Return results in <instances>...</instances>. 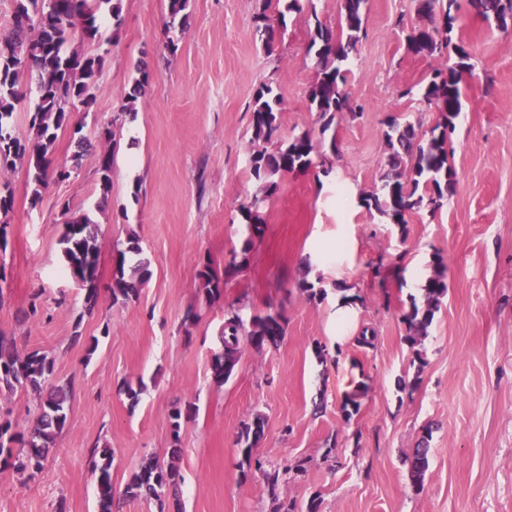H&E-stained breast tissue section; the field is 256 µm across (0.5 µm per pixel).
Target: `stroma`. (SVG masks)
I'll return each instance as SVG.
<instances>
[{"label": "stroma", "mask_w": 512, "mask_h": 512, "mask_svg": "<svg viewBox=\"0 0 512 512\" xmlns=\"http://www.w3.org/2000/svg\"><path fill=\"white\" fill-rule=\"evenodd\" d=\"M305 3L286 15L272 0L277 27L266 50L255 38L261 0H190L188 26L172 43L168 0H123L120 27H102L97 101L72 116L92 145L78 152L67 130L50 154L71 179L50 182L35 205L25 168L7 172L14 204L0 254V334L53 359L56 379L72 388L69 422L42 468L28 477L0 465V512H97L91 455L102 448L112 455L117 512H162L126 495L146 458L178 465L181 512H277L314 497L320 512H512V36L464 19L459 36L474 69L448 147L456 192L401 229L360 198L386 170L387 121L423 133L435 125L434 107L404 90L446 61L408 49L417 0H367L345 87L360 112L337 115L334 136L323 135L308 99L317 70L306 52L309 15L337 27L342 0ZM142 63L151 82L135 111L122 112ZM263 84L283 100L282 137L308 132L319 160L278 177L270 195L249 172L252 97ZM106 125L112 191L99 213L96 136ZM256 197L262 232L236 265L239 206ZM66 206L93 210L99 225L100 295L87 315L62 260ZM132 236L151 276L136 300L116 303L113 247ZM207 259L234 268L213 301L198 279ZM309 261L325 290L315 300L298 283ZM439 261L448 295L415 348L402 321L406 276H430ZM341 287L356 297L355 330L374 331L372 347L337 344ZM33 301L36 317L27 314ZM230 309L246 319L281 313L286 332L278 347L246 348L219 387L211 361ZM355 372L367 388L349 417L341 383ZM37 404L33 391L1 392L0 422L28 432ZM177 408L188 415L176 434ZM256 413L264 435L246 466L238 436ZM422 440L429 469L417 493L407 457Z\"/></svg>", "instance_id": "1"}]
</instances>
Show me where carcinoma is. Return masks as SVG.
<instances>
[{"label":"carcinoma","instance_id":"cac0c4a2","mask_svg":"<svg viewBox=\"0 0 512 512\" xmlns=\"http://www.w3.org/2000/svg\"><path fill=\"white\" fill-rule=\"evenodd\" d=\"M190 0H168L166 30H184ZM367 0H343L339 28H329L312 14L314 31L307 51L314 53L318 72L309 88L310 105L319 113L322 133L331 130L336 115L352 111L345 91L351 56L364 32V7ZM468 11L505 35L512 34V0H419L417 14L421 23L408 36V49L429 58L454 57L448 67L432 69L428 82L404 95L418 93L438 112V120L424 138L409 121L393 118L387 123L385 137L389 149L388 170L375 192L362 197L367 210H375L405 231L406 215L420 210L435 213L444 207L456 191L457 181L448 166V141L455 129V120L462 110L463 74L471 73L474 65L471 54L464 50L462 40L455 38L460 28L461 14ZM109 13L113 25L120 26L122 0H13L12 15L6 30L0 31V171L10 169L16 161L25 163L29 185L32 186L31 205L37 206L48 181H65L71 177L66 168L50 169L49 154L58 132L68 128L73 110L90 109L100 91V77L105 55L101 45V19ZM255 35L265 48L271 47L274 27L261 6L255 16ZM96 50L89 51L87 47ZM127 103L122 111L133 109L151 79L147 66L136 68ZM26 77L35 87V104L28 110L30 138L21 139L15 132L13 115L24 100L20 78ZM282 99L269 85L257 88L252 101V144L250 174L265 183V191L277 189L276 175L308 168L313 163L314 145L308 133L302 132L288 140L281 138ZM275 149L268 151V146ZM112 152L102 150L98 155L97 174L103 198L112 188ZM13 207V192L9 181L0 178V214L6 216ZM245 227L241 247L247 255L255 238L262 232L257 202L239 207ZM68 215L60 243L62 254L68 258L70 276L83 286L82 307L92 313L98 304V224L90 213L79 214L64 208ZM142 249L136 239L126 245L113 246L112 301L127 302L137 297L140 287L150 278L148 266L129 263ZM233 272L224 269L218 275L206 261L198 271V279L207 297L215 300L224 291V277ZM448 295L445 272L442 269L428 277L420 297H410L409 309L403 314L407 339L415 345L428 335L435 314ZM285 319L280 313L257 314L244 320L232 309L224 316L221 332L223 352L211 362L212 376L222 385L230 379L242 352L251 346L260 349L276 346L285 335ZM53 361L38 351L21 353L14 338L0 334V391L10 393L19 388L39 394V416L32 431L25 435L13 430L9 421L0 422V459L20 475L33 473L55 444L69 419L70 385L53 383ZM264 429V419L255 415L243 424L239 444L242 456L250 460ZM429 448L419 443L410 460V477L414 491L423 490L429 467ZM98 494V512H112V458L108 449L93 461ZM181 480L178 467L170 462L161 465L147 460L131 474L126 493L132 498L146 497L162 500L177 497Z\"/></svg>","mask_w":512,"mask_h":512}]
</instances>
